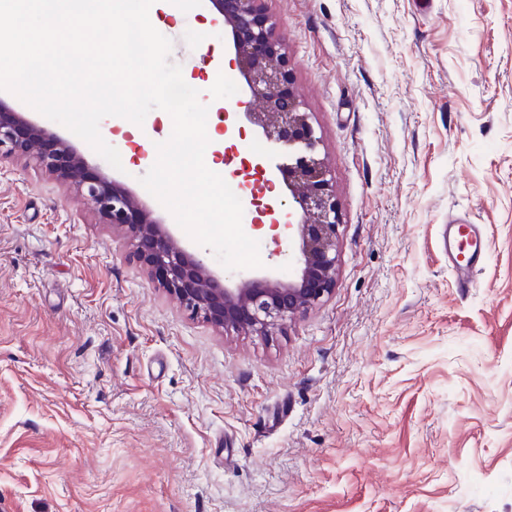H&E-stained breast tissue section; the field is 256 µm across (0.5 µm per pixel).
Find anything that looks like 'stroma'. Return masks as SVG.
I'll list each match as a JSON object with an SVG mask.
<instances>
[{"label": "stroma", "instance_id": "stroma-1", "mask_svg": "<svg viewBox=\"0 0 512 512\" xmlns=\"http://www.w3.org/2000/svg\"><path fill=\"white\" fill-rule=\"evenodd\" d=\"M339 209L336 287L272 335L189 315L128 237L0 161V512H512V0H266ZM210 113L243 92L208 0L158 14ZM224 50L215 78L202 44ZM170 115L114 118L140 183ZM488 254L456 286L448 217ZM244 232L287 275L288 244Z\"/></svg>", "mask_w": 512, "mask_h": 512}]
</instances>
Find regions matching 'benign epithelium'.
I'll use <instances>...</instances> for the list:
<instances>
[{"instance_id":"obj_1","label":"benign epithelium","mask_w":512,"mask_h":512,"mask_svg":"<svg viewBox=\"0 0 512 512\" xmlns=\"http://www.w3.org/2000/svg\"><path fill=\"white\" fill-rule=\"evenodd\" d=\"M265 0H211L230 28L237 69L245 92L260 102L244 118L269 141L284 147L282 161L270 170L271 187L282 181L291 202L259 208L273 228L287 232L288 251L297 275L281 281L256 270L232 285L221 283L205 260L190 254L152 211L138 204L120 181L88 175L85 158L65 138L28 118L0 97V158L27 157L40 149L39 166L80 189L101 220L124 231L134 255L159 285L194 316L223 332L247 331L267 336L284 322L319 304L336 286V196L324 162L315 157L319 138L310 113L292 87L288 57Z\"/></svg>"}]
</instances>
